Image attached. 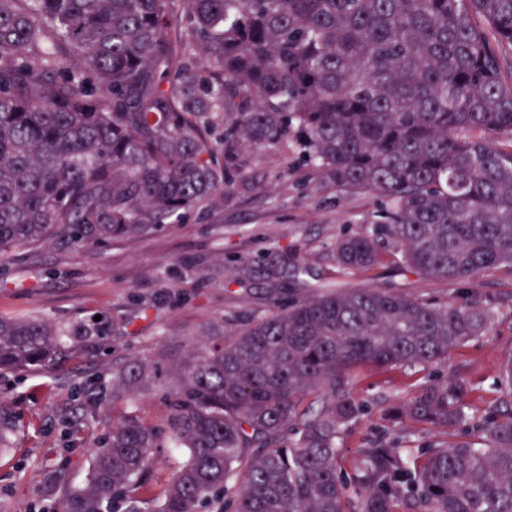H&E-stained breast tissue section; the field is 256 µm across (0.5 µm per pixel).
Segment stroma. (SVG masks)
<instances>
[{
	"label": "stroma",
	"instance_id": "1",
	"mask_svg": "<svg viewBox=\"0 0 512 512\" xmlns=\"http://www.w3.org/2000/svg\"><path fill=\"white\" fill-rule=\"evenodd\" d=\"M286 149L244 150L223 194L202 217L106 245L46 240L0 255V317L42 318L65 332L51 371L0 375V408L15 430L0 450V512H54L80 485L102 435L125 416L162 423V391L192 343L268 312L272 298L311 297L324 287L393 291L437 303L479 296L497 317L447 361L414 369L359 367L351 393L364 409L340 440V468L356 483L361 449L384 442L437 448L467 434L397 417L419 387L456 374L470 381L476 418L495 412L505 391L501 364L512 355V270L465 283L425 277L393 256L345 273L334 245L368 224L371 194L338 191L320 169L287 165ZM147 364L149 382L112 389L130 360Z\"/></svg>",
	"mask_w": 512,
	"mask_h": 512
}]
</instances>
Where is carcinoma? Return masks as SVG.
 I'll return each mask as SVG.
<instances>
[{"mask_svg": "<svg viewBox=\"0 0 512 512\" xmlns=\"http://www.w3.org/2000/svg\"><path fill=\"white\" fill-rule=\"evenodd\" d=\"M187 31L177 46L172 26ZM512 0H0V252L105 245L178 224L224 192L244 145L293 143L346 193L380 200L336 240L361 271L512 269ZM492 304L325 290L192 347L164 427L130 416L55 512H345L337 440L362 365H428L485 333ZM62 331L0 319V372L56 365ZM144 366L112 380L136 385ZM509 408L469 423L470 383L401 414L482 442L360 450V512H512ZM168 436L188 455L156 488Z\"/></svg>", "mask_w": 512, "mask_h": 512, "instance_id": "obj_1", "label": "carcinoma"}]
</instances>
